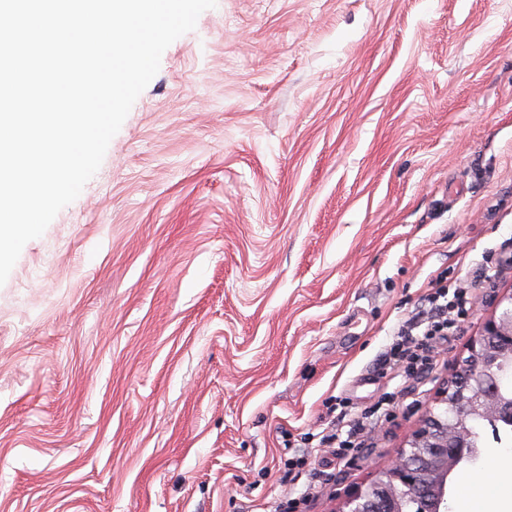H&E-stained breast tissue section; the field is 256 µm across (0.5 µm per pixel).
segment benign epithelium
I'll list each match as a JSON object with an SVG mask.
<instances>
[{"label": "benign epithelium", "mask_w": 512, "mask_h": 512, "mask_svg": "<svg viewBox=\"0 0 512 512\" xmlns=\"http://www.w3.org/2000/svg\"><path fill=\"white\" fill-rule=\"evenodd\" d=\"M499 315L486 323L468 347V355L448 382L439 402L457 413L453 423L426 416L396 462L377 482L348 501V512H447L448 476L452 459L448 439L462 440L467 419L476 415L512 416V397H501L494 386L492 365L512 351V295L501 298Z\"/></svg>", "instance_id": "benign-epithelium-1"}]
</instances>
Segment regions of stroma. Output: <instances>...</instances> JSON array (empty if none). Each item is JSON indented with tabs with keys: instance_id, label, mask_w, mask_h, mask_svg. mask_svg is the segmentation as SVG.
<instances>
[{
	"instance_id": "stroma-1",
	"label": "stroma",
	"mask_w": 512,
	"mask_h": 512,
	"mask_svg": "<svg viewBox=\"0 0 512 512\" xmlns=\"http://www.w3.org/2000/svg\"><path fill=\"white\" fill-rule=\"evenodd\" d=\"M508 254L512 0H217L0 286V512H344ZM437 278L477 301L422 381L381 374ZM386 392L345 459L300 447Z\"/></svg>"
}]
</instances>
